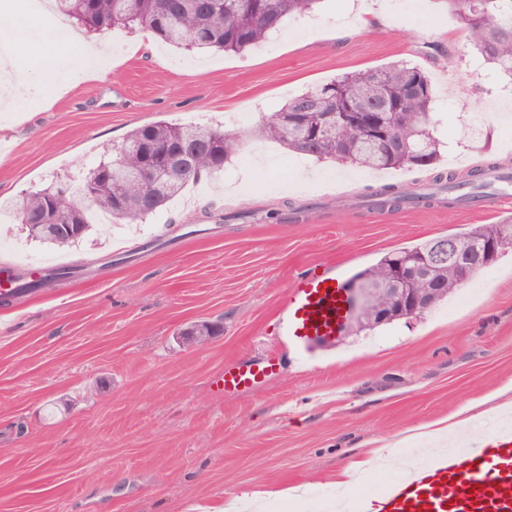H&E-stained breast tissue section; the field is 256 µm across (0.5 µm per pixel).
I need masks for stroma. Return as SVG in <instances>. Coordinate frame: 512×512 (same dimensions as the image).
Masks as SVG:
<instances>
[{
    "mask_svg": "<svg viewBox=\"0 0 512 512\" xmlns=\"http://www.w3.org/2000/svg\"><path fill=\"white\" fill-rule=\"evenodd\" d=\"M321 0L240 54H198L142 29L115 28L102 80L24 101L0 142V200L95 166L134 127L157 120L238 130L221 173L138 224L96 217L66 250L0 230V259L83 265L0 306V512H204L242 492L258 512H317L371 495L390 469L346 492L336 469L367 441L448 416L512 382V249L412 318L289 344L281 310L305 275L349 281L385 254L512 216V195L476 205L372 209L356 195L385 183L431 185L428 170L370 172L304 158L255 134L289 98L338 75L406 60L430 76L436 168L512 171V86L485 64L441 0ZM387 25L359 28L360 11ZM425 43L451 60L421 53ZM250 113L238 126L241 113ZM291 201L295 210L283 209ZM280 210L268 223L266 211ZM251 211L255 221L216 223ZM209 322L205 343L184 332ZM278 354V375L234 396L214 381L229 363ZM303 485L301 497L286 489Z\"/></svg>",
    "mask_w": 512,
    "mask_h": 512,
    "instance_id": "1",
    "label": "stroma"
}]
</instances>
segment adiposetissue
<instances>
[{
  "mask_svg": "<svg viewBox=\"0 0 512 512\" xmlns=\"http://www.w3.org/2000/svg\"><path fill=\"white\" fill-rule=\"evenodd\" d=\"M52 8L50 0H36L34 7L26 11V29L17 33L15 28L0 29V76L5 77L14 91L23 89L29 92L38 90L42 75L38 66L23 64L18 60L17 46L20 40H38L42 35L39 17ZM58 33L68 42L78 44L86 66L83 77L105 78L112 69V43L102 38L88 39L86 34L75 28L69 21L61 19L55 25ZM512 417V385H505L488 393L480 400L465 405L448 417L421 425L423 435L433 440L437 448L455 447L460 440L475 427L476 423L489 420L496 423Z\"/></svg>",
  "mask_w": 512,
  "mask_h": 512,
  "instance_id": "1",
  "label": "adipose tissue"
}]
</instances>
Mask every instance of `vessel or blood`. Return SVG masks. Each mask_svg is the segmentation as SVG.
Returning <instances> with one entry per match:
<instances>
[{
    "mask_svg": "<svg viewBox=\"0 0 512 512\" xmlns=\"http://www.w3.org/2000/svg\"><path fill=\"white\" fill-rule=\"evenodd\" d=\"M284 310L289 343L335 339L349 318L347 291L333 276L301 280ZM279 358L224 368L225 393L257 387L277 373ZM356 512H512V430L472 443L463 455L433 459L391 482L373 498L358 499Z\"/></svg>",
    "mask_w": 512,
    "mask_h": 512,
    "instance_id": "1",
    "label": "vessel or blood"
}]
</instances>
